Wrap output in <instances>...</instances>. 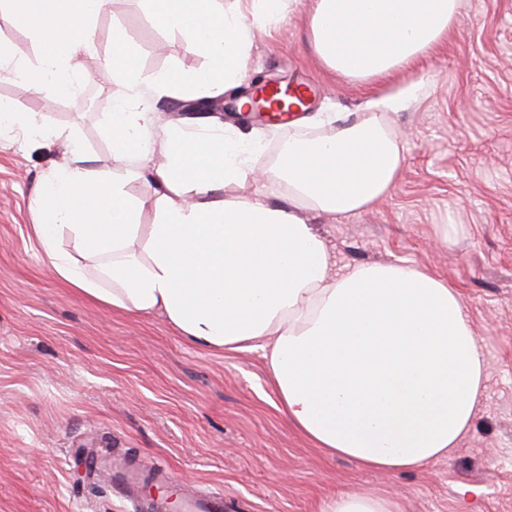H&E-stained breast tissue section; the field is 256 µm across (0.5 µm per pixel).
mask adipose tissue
<instances>
[{"instance_id":"adipose-tissue-1","label":"adipose tissue","mask_w":512,"mask_h":512,"mask_svg":"<svg viewBox=\"0 0 512 512\" xmlns=\"http://www.w3.org/2000/svg\"><path fill=\"white\" fill-rule=\"evenodd\" d=\"M40 42L29 65L0 51V76L47 100L74 91L68 66L92 52L104 0H12ZM299 0H147L154 20L178 32L206 66L143 84L122 27L112 30L114 97L107 136L122 172L85 167L81 143H64L72 163L35 191L31 230L44 259L72 288L126 312L162 313L182 336L213 350L261 352L279 409L318 448L364 468L418 471L444 458L469 430L488 380L478 337L447 280L404 265L332 271L324 239L298 214L366 210L393 188L404 162L396 136L375 119L333 136L282 144L267 173L288 186L294 208L273 203L254 181L255 135L223 124L195 132L157 128L154 102L209 98L245 76L257 20L279 21ZM459 0H311L314 51L350 80L381 77L447 37ZM162 163L138 164L145 152ZM159 189L155 222L127 184ZM229 187L241 188L233 198ZM70 232L77 254L58 241ZM320 512H401L385 495L339 491Z\"/></svg>"}]
</instances>
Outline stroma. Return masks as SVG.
I'll return each instance as SVG.
<instances>
[{
  "label": "stroma",
  "instance_id": "1",
  "mask_svg": "<svg viewBox=\"0 0 512 512\" xmlns=\"http://www.w3.org/2000/svg\"><path fill=\"white\" fill-rule=\"evenodd\" d=\"M299 4L257 32L246 79L217 117L260 133L257 172L276 162L297 126L244 118L235 103L254 82L313 89L306 114L369 118L367 100L423 81L417 99L375 115L401 139L392 190L362 212L301 216L325 238L337 268L401 264L457 288L489 378L469 433L449 457L416 473L364 469L323 453L275 408L260 352L211 350L163 316L112 310L66 284L31 235L36 185L69 162L63 145L0 131V512H133L89 478L87 448L165 461L181 482L222 494L228 512H319L336 490L392 494L403 512H512V0H460L461 15L428 56L371 81L339 76L317 58ZM125 28L145 80L204 66L181 35L158 28L146 0H105L93 22L95 56ZM0 45L37 62L38 42L0 10ZM96 97L46 106L28 85L0 77V101L73 133L88 165L118 171L105 132L120 87L97 62L81 78ZM467 486L478 499L462 495Z\"/></svg>",
  "mask_w": 512,
  "mask_h": 512
}]
</instances>
